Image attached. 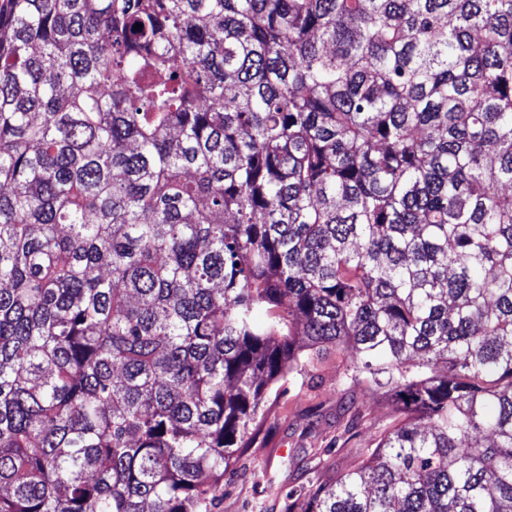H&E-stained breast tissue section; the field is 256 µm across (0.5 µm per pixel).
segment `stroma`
<instances>
[{
  "instance_id": "35a3bbf8",
  "label": "stroma",
  "mask_w": 512,
  "mask_h": 512,
  "mask_svg": "<svg viewBox=\"0 0 512 512\" xmlns=\"http://www.w3.org/2000/svg\"><path fill=\"white\" fill-rule=\"evenodd\" d=\"M343 356L329 351L302 369L289 387L271 393L261 433L224 475L212 512H287L289 488L352 469L362 451L398 424L400 414L381 391L346 382Z\"/></svg>"
}]
</instances>
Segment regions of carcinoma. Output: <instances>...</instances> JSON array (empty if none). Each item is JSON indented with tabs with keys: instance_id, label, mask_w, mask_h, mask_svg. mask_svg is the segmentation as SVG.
<instances>
[{
	"instance_id": "obj_1",
	"label": "carcinoma",
	"mask_w": 512,
	"mask_h": 512,
	"mask_svg": "<svg viewBox=\"0 0 512 512\" xmlns=\"http://www.w3.org/2000/svg\"><path fill=\"white\" fill-rule=\"evenodd\" d=\"M330 345L305 512H512V0H0V512H209ZM343 355L327 352L302 369L292 385L270 394L261 433L252 448L224 474V492L212 512L288 511L290 487L324 481L332 471L346 472L398 424L400 414L382 391L346 382ZM266 467L257 483L254 466Z\"/></svg>"
}]
</instances>
